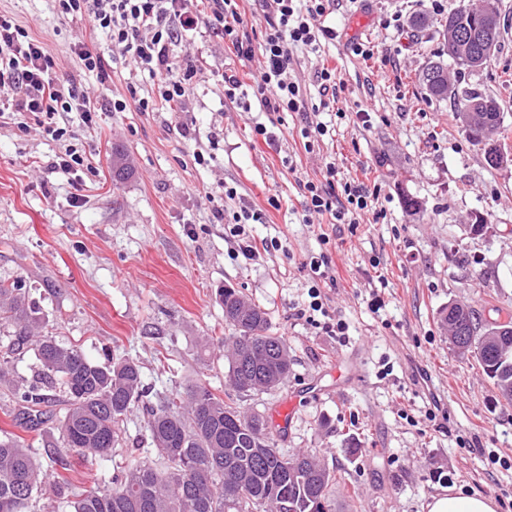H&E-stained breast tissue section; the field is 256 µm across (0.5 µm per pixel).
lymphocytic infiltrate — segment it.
Here are the masks:
<instances>
[{
  "label": "lymphocytic infiltrate",
  "mask_w": 512,
  "mask_h": 512,
  "mask_svg": "<svg viewBox=\"0 0 512 512\" xmlns=\"http://www.w3.org/2000/svg\"><path fill=\"white\" fill-rule=\"evenodd\" d=\"M61 13L87 20L92 31L106 33L128 65L158 79L152 93L139 94L129 87L127 97L111 100L112 110L122 112L135 106L140 112H154L184 98L197 73L192 60L173 64L171 47L199 28L227 43L240 61L261 56L263 64L251 83H243L235 70L221 75L228 97L242 95L264 112L265 122L255 132L266 143H274L285 116H300V135L305 151H313L319 137L328 134L320 116L336 88V72L322 69L318 75L320 101L309 99L294 76L295 51L320 50L321 19L333 0H260L264 28L260 41H253L244 28L238 0H211L210 14H202L195 0H58ZM55 62L43 43L9 15L0 13V85L9 84L16 93L15 110L9 118L18 127L35 120L53 140L64 143L56 165L75 174L83 170L86 158L72 144L74 134L66 117L78 112L85 125L96 122L97 110L74 86L55 82ZM336 166L327 163L322 180L301 185L306 215L327 218L332 224L357 223L375 196L354 182L337 183Z\"/></svg>",
  "instance_id": "lymphocytic-infiltrate-1"
}]
</instances>
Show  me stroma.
<instances>
[{
	"instance_id": "obj_1",
	"label": "stroma",
	"mask_w": 512,
	"mask_h": 512,
	"mask_svg": "<svg viewBox=\"0 0 512 512\" xmlns=\"http://www.w3.org/2000/svg\"><path fill=\"white\" fill-rule=\"evenodd\" d=\"M479 3L337 0L325 21L334 35L322 37L319 53H300L295 67L311 98L318 72H336L331 131L309 154L298 115H288L277 146L254 135L264 114L226 98L221 75L233 68L246 81L257 64L206 31L173 49L174 60L190 54L199 67L180 102L114 112L109 103L127 85L144 94L152 79L120 62L105 82L81 73L69 46L89 33L85 20L62 15L57 0H0V12L45 44L53 77L74 82L99 109L91 127L68 117L75 147L93 164L78 180L53 168L60 145L43 128L0 122V280H25L60 343L94 360L108 351L137 360L157 394L199 378L225 390L231 330L218 291L236 289L266 312L291 359L282 385L243 406L276 423L282 453L313 452L342 474L332 512H427L432 496L448 492L480 494L512 512V403L455 352L439 321L452 300L488 318L512 314V160L489 167L450 102L419 84L445 53L448 13ZM498 7V50L467 80L497 99L512 128V0ZM397 10L399 26L388 25ZM420 14L427 25L417 30ZM358 43L374 58L357 55ZM360 109L368 123L357 121ZM116 146L134 168L123 181L112 177ZM329 161L337 181L377 195L357 225L303 221L299 184L321 179ZM228 186L235 197L225 196ZM409 196L418 212H407ZM245 205L266 215L250 233L282 243L255 261L235 257L230 233ZM478 220L484 231L471 233ZM323 248L336 277L324 303L346 323L342 338L298 315L309 301L301 264ZM375 292L385 301L376 313L368 307Z\"/></svg>"
}]
</instances>
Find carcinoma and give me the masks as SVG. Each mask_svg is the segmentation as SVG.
I'll list each match as a JSON object with an SVG mask.
<instances>
[{
	"label": "carcinoma",
	"mask_w": 512,
	"mask_h": 512,
	"mask_svg": "<svg viewBox=\"0 0 512 512\" xmlns=\"http://www.w3.org/2000/svg\"><path fill=\"white\" fill-rule=\"evenodd\" d=\"M497 0L478 8H459L448 14L445 40L480 23L488 8L498 13ZM448 57L461 71L484 69L490 56L455 41ZM426 93L451 99L456 118L471 108L481 112V130L508 139L498 101L461 79L451 78L447 65L430 63L420 77ZM131 173L125 152L112 150V175ZM224 321L233 330L226 378L235 398L224 399L204 379L185 390L158 397L148 412L146 429L158 462L130 457L113 470L103 486L74 491L61 474L53 480L33 449L12 434L0 437V512H331L336 474L312 454L288 458L276 448L269 420L245 415L246 396L283 384L288 377V342L269 332L266 313L235 290L220 293ZM451 344L475 355L483 373L493 380L501 397L512 401V316L489 324L472 306L450 302L440 312ZM46 314L24 280H0V324L14 328L13 338L0 350V381L10 371L12 356L29 346L37 350L43 375L10 386L11 413L30 431L52 426L61 445L50 456L62 470L75 453L86 460L103 459L122 441V428L134 409L145 402L149 389L140 366L127 358L99 363L76 345H65L40 333ZM65 395L60 417L45 410L51 393Z\"/></svg>",
	"instance_id": "carcinoma-1"
}]
</instances>
